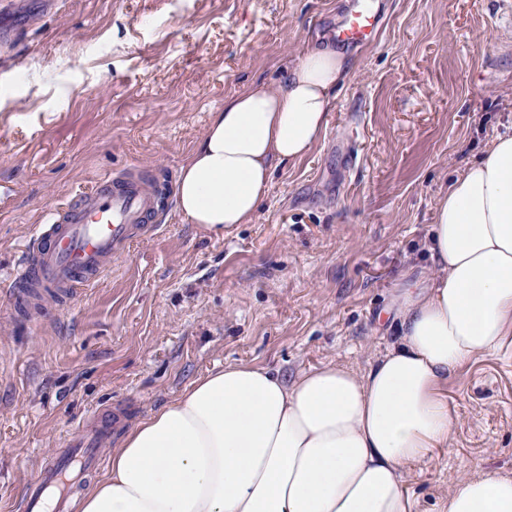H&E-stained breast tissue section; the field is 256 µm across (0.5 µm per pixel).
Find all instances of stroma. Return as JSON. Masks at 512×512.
I'll list each match as a JSON object with an SVG mask.
<instances>
[{"instance_id":"1","label":"stroma","mask_w":512,"mask_h":512,"mask_svg":"<svg viewBox=\"0 0 512 512\" xmlns=\"http://www.w3.org/2000/svg\"><path fill=\"white\" fill-rule=\"evenodd\" d=\"M350 0H0V512L96 406L127 426L210 370L284 378L336 362L363 372L397 340L403 277L439 274L425 249L450 181L512 134V24L503 0H378L376 41L311 152L279 166L251 223L214 232L179 212L182 166L212 113L278 87ZM139 165L165 182L153 236L39 324L2 296L50 210ZM444 391L455 429L410 467L414 512L449 486L512 474V341Z\"/></svg>"}]
</instances>
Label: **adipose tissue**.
<instances>
[{
	"mask_svg": "<svg viewBox=\"0 0 512 512\" xmlns=\"http://www.w3.org/2000/svg\"><path fill=\"white\" fill-rule=\"evenodd\" d=\"M350 74L329 43L278 88L225 100L181 169V214L216 230L250 223L275 168L325 132ZM429 249L439 276L400 285L401 334L367 372L209 371L127 431L79 512H413L405 468L454 430L445 385L512 335V134L451 181ZM448 512H512V476L457 482Z\"/></svg>",
	"mask_w": 512,
	"mask_h": 512,
	"instance_id": "obj_1",
	"label": "adipose tissue"
}]
</instances>
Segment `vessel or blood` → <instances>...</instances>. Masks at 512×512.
<instances>
[{"label": "vessel or blood", "mask_w": 512, "mask_h": 512, "mask_svg": "<svg viewBox=\"0 0 512 512\" xmlns=\"http://www.w3.org/2000/svg\"><path fill=\"white\" fill-rule=\"evenodd\" d=\"M383 16L373 0H352L333 31L336 44L371 43ZM158 188L129 169L122 176L99 179L51 213L26 241L13 271L8 301L38 322L39 307L51 302L65 307L123 258L133 242L152 235L159 211ZM126 407L95 411L78 425L27 483L17 512H73L72 502L98 473L101 449L123 423Z\"/></svg>", "instance_id": "1"}]
</instances>
